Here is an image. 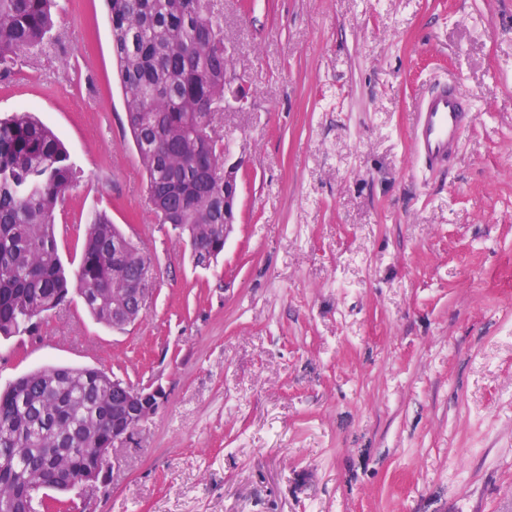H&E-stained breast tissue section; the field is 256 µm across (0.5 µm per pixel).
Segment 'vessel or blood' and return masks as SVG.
I'll return each mask as SVG.
<instances>
[{"mask_svg":"<svg viewBox=\"0 0 512 512\" xmlns=\"http://www.w3.org/2000/svg\"><path fill=\"white\" fill-rule=\"evenodd\" d=\"M476 117L474 102L458 86L424 98L409 131L414 159L429 168L446 163Z\"/></svg>","mask_w":512,"mask_h":512,"instance_id":"vessel-or-blood-1","label":"vessel or blood"}]
</instances>
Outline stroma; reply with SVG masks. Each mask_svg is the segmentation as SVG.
<instances>
[{
	"mask_svg": "<svg viewBox=\"0 0 512 512\" xmlns=\"http://www.w3.org/2000/svg\"><path fill=\"white\" fill-rule=\"evenodd\" d=\"M0 74V115L58 133L78 183L57 223L79 264L103 209L157 262L117 330L79 297L0 340V387L46 365L168 401L70 512H512V0H215L236 222L210 267L146 208L103 0ZM478 119L445 169L411 161L430 87Z\"/></svg>",
	"mask_w": 512,
	"mask_h": 512,
	"instance_id": "1",
	"label": "stroma"
}]
</instances>
